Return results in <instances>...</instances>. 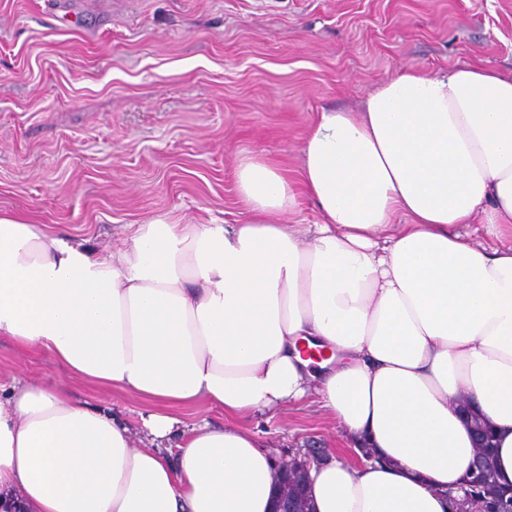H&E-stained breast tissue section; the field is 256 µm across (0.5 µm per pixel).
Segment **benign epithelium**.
<instances>
[{"label":"benign epithelium","instance_id":"1","mask_svg":"<svg viewBox=\"0 0 512 512\" xmlns=\"http://www.w3.org/2000/svg\"><path fill=\"white\" fill-rule=\"evenodd\" d=\"M487 437L481 428L475 430V456L456 496L459 512H512V492L497 496L483 494V476L488 460ZM323 452L306 449L297 452L290 459L278 461L275 475L285 479L289 484L293 479L307 474V467L312 461H319Z\"/></svg>","mask_w":512,"mask_h":512}]
</instances>
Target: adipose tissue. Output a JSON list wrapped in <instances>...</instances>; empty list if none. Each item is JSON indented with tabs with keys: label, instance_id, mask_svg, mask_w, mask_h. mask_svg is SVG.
Segmentation results:
<instances>
[{
	"label": "adipose tissue",
	"instance_id": "ef3b65f1",
	"mask_svg": "<svg viewBox=\"0 0 512 512\" xmlns=\"http://www.w3.org/2000/svg\"><path fill=\"white\" fill-rule=\"evenodd\" d=\"M242 224H127L114 245L0 210V336L150 402L142 437L57 388L0 384V503L24 512H271L277 449L235 420L313 398L355 468L311 463L315 512H451L476 401L512 488V75L414 70L320 112L297 177L237 170ZM306 195L322 223L280 224ZM404 223H395L396 215ZM199 400L227 425L186 424Z\"/></svg>",
	"mask_w": 512,
	"mask_h": 512
}]
</instances>
